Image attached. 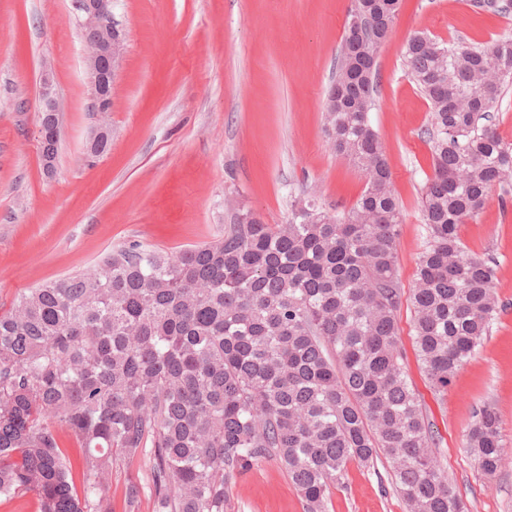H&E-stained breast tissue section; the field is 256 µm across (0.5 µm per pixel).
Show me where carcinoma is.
<instances>
[{
	"label": "carcinoma",
	"instance_id": "obj_1",
	"mask_svg": "<svg viewBox=\"0 0 512 512\" xmlns=\"http://www.w3.org/2000/svg\"><path fill=\"white\" fill-rule=\"evenodd\" d=\"M400 0H354L325 105L336 152L363 193L335 212L307 196L286 224L234 209L219 238L177 253L129 241L98 268L45 282L0 312V499L37 496L40 512H112V474L135 512H229V490L279 462L305 506L326 512L347 465L385 459L406 512H468L408 382L398 312L440 393L499 313L495 262L459 228L500 190L512 196V143L490 119L512 85V37L487 47L412 36L410 79L430 103L433 175L421 198L427 242L404 291L402 214L385 147L369 119L377 57ZM512 11V0H474ZM58 115L41 157L55 158ZM85 449L75 484L61 433ZM467 452L486 477L512 462L496 408L476 407Z\"/></svg>",
	"mask_w": 512,
	"mask_h": 512
}]
</instances>
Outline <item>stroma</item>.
Masks as SVG:
<instances>
[{
    "mask_svg": "<svg viewBox=\"0 0 512 512\" xmlns=\"http://www.w3.org/2000/svg\"><path fill=\"white\" fill-rule=\"evenodd\" d=\"M352 0H112L125 34L117 66L110 151L90 161L95 123L84 37L72 0H0V310L44 282L93 268L137 240L177 252L224 233L230 205L267 224L295 202L351 207L364 174L331 147L323 111ZM425 33L470 46L512 36V14L468 0H401L378 54L369 117L402 206L399 278L411 287L426 243L423 187L433 174L430 105L405 73L407 40ZM51 66L60 105L57 171L40 165L39 82ZM468 249L495 257L502 310L482 347L432 386L416 354L410 310L399 313L409 383L439 443L448 478L471 512H512V464L493 479L466 448L476 406L493 403L512 446V207L491 192L460 228ZM328 512H406L385 461L349 464ZM230 512H304L283 466L259 462L230 491Z\"/></svg>",
    "mask_w": 512,
    "mask_h": 512,
    "instance_id": "stroma-1",
    "label": "stroma"
}]
</instances>
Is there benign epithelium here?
Segmentation results:
<instances>
[{
    "mask_svg": "<svg viewBox=\"0 0 512 512\" xmlns=\"http://www.w3.org/2000/svg\"><path fill=\"white\" fill-rule=\"evenodd\" d=\"M75 10L86 29L99 33L93 40L85 41V59L91 68L87 95L93 111L105 117L112 108L116 69L121 57L124 33L112 18V0H73ZM42 111L57 112L54 77L46 69L41 75Z\"/></svg>",
    "mask_w": 512,
    "mask_h": 512,
    "instance_id": "obj_1",
    "label": "benign epithelium"
}]
</instances>
